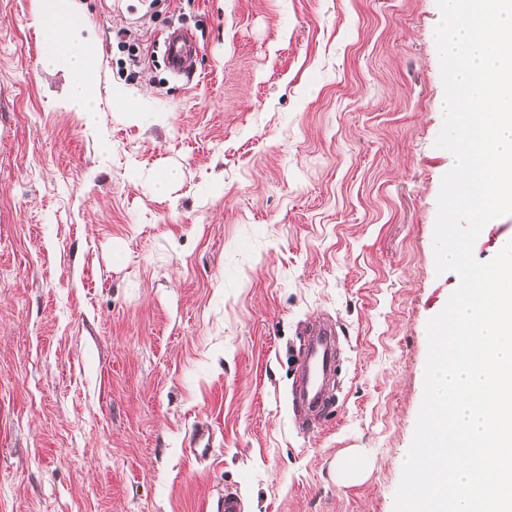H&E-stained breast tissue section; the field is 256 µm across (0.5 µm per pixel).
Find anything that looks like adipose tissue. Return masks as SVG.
<instances>
[{
	"mask_svg": "<svg viewBox=\"0 0 512 512\" xmlns=\"http://www.w3.org/2000/svg\"><path fill=\"white\" fill-rule=\"evenodd\" d=\"M33 24L47 34L46 49L39 58L42 70L65 74V108L75 112L85 127H94L98 121L95 74L101 48L87 20L75 13L72 0H40Z\"/></svg>",
	"mask_w": 512,
	"mask_h": 512,
	"instance_id": "ef3b65f1",
	"label": "adipose tissue"
}]
</instances>
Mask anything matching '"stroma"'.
Returning a JSON list of instances; mask_svg holds the SVG:
<instances>
[{
  "instance_id": "obj_1",
  "label": "stroma",
  "mask_w": 512,
  "mask_h": 512,
  "mask_svg": "<svg viewBox=\"0 0 512 512\" xmlns=\"http://www.w3.org/2000/svg\"><path fill=\"white\" fill-rule=\"evenodd\" d=\"M73 5L102 46L92 131L38 72L35 0H0V512H219L228 491L243 512H394L427 324L459 284L433 248L454 164L436 0ZM174 19L197 42L183 76ZM317 319L338 374L302 431Z\"/></svg>"
}]
</instances>
